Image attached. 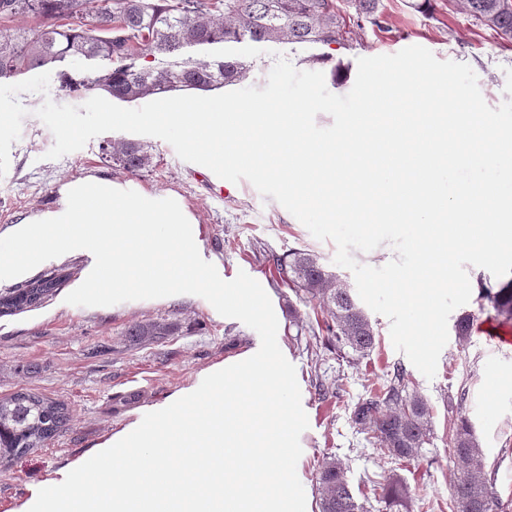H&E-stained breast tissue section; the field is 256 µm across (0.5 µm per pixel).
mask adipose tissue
<instances>
[{
  "instance_id": "obj_1",
  "label": "adipose tissue",
  "mask_w": 512,
  "mask_h": 512,
  "mask_svg": "<svg viewBox=\"0 0 512 512\" xmlns=\"http://www.w3.org/2000/svg\"><path fill=\"white\" fill-rule=\"evenodd\" d=\"M55 209L21 219L0 233V283L25 278L50 256H88L71 292L89 310L112 300L204 298L215 316L225 309L263 312L265 300L243 288L209 289L224 274L206 258L201 225L175 192L146 191L105 176L67 179Z\"/></svg>"
}]
</instances>
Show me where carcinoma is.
Listing matches in <instances>:
<instances>
[{
    "label": "carcinoma",
    "mask_w": 512,
    "mask_h": 512,
    "mask_svg": "<svg viewBox=\"0 0 512 512\" xmlns=\"http://www.w3.org/2000/svg\"><path fill=\"white\" fill-rule=\"evenodd\" d=\"M379 0H0V80L34 69H54L67 95L93 91L134 102L178 90L211 91L231 85L251 70L242 56L211 57L222 48L264 43L322 48L341 43L346 18L354 15L381 27ZM470 17L512 42V0H448ZM36 15L44 23L25 31L10 22ZM101 158L132 176L153 165V148L140 140H105ZM276 277L302 303L316 302L308 328L321 332L336 351L356 363L376 347L377 332L352 289L304 247L268 259ZM50 273L0 293V313L42 304L59 288ZM478 300L512 320V282L495 289L479 285ZM177 332L172 319L140 321L123 332L132 347L158 343ZM65 404L37 393L0 398V461L50 444L68 421ZM433 408L410 386L405 370L393 367L378 388L358 398L351 420L395 461L421 457L432 435ZM457 472L452 498L458 512H493L503 503L479 467L483 450L473 425L461 419L448 436ZM320 512H368L357 502L337 459L316 474ZM369 492L387 512H404L412 490L396 471L369 481Z\"/></svg>",
    "instance_id": "1"
}]
</instances>
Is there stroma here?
I'll list each match as a JSON object with an SVG mask.
<instances>
[{"instance_id": "1", "label": "stroma", "mask_w": 512, "mask_h": 512, "mask_svg": "<svg viewBox=\"0 0 512 512\" xmlns=\"http://www.w3.org/2000/svg\"><path fill=\"white\" fill-rule=\"evenodd\" d=\"M380 0L382 27L363 23L351 26L345 44L336 46L339 61L355 64L358 58L391 55L420 45L437 59L471 66L485 102L498 107L512 100V43L492 30L449 11L446 0ZM82 105L50 83L47 94L26 92L18 100L28 114L21 136L13 142L7 173L0 177V230L37 211L56 208L57 186L67 178L106 175L133 180L152 192L178 193L197 216L208 257L224 268L225 280L246 272L268 294L281 336L296 369L308 428L301 434L304 451L297 471L311 504L320 492L315 472L323 458H337L354 492H361L371 477L396 471L416 497L411 512H455L451 497L454 467L448 456V434L460 419L474 426L484 454L481 467L493 478L501 500L512 512V345L496 346L486 340L484 324L496 321L491 307L470 299L465 311L475 319L470 336H449L434 378H426L408 357L397 351L387 317L371 313L379 344L360 365L339 357L324 339L307 332L311 306L298 304V318L288 314L295 294L277 283L266 262L268 255H283L304 246L318 251L333 264L336 246L314 238L272 197L262 196L247 180L219 188L192 163L178 157L166 141L152 138L153 165L130 178L99 157L100 138L82 149L50 160L51 131L36 117L44 100ZM84 257L49 259L36 275L61 273L63 281L54 298L39 306L0 315V397L34 392L64 403L69 421L51 444L35 448L9 463H0V512H13L30 486L48 479L61 467L82 456L107 435L120 429L136 410H148L192 384L204 369L220 363L258 342V334L239 320L212 317L203 299L176 298L156 302H119L105 313L85 309L80 299L69 308L56 306L66 297L84 266ZM177 320L175 336L154 345L131 347L122 339L135 321ZM405 367L411 381L433 408V435L422 457L408 462L391 460L370 442L350 418L358 398L382 383L393 366ZM326 398H319L318 389Z\"/></svg>"}]
</instances>
